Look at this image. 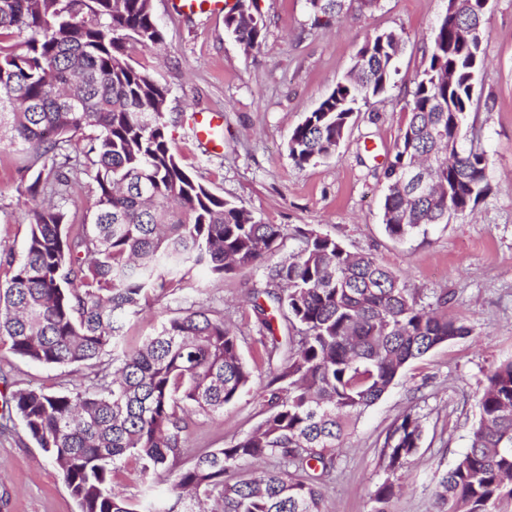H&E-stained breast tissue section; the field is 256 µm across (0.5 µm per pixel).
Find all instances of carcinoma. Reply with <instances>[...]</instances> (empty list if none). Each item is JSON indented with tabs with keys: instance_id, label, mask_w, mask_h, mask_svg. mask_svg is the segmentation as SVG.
<instances>
[{
	"instance_id": "1",
	"label": "carcinoma",
	"mask_w": 512,
	"mask_h": 512,
	"mask_svg": "<svg viewBox=\"0 0 512 512\" xmlns=\"http://www.w3.org/2000/svg\"><path fill=\"white\" fill-rule=\"evenodd\" d=\"M307 2L314 28L343 8V0ZM487 12V0L459 10L448 0L432 29L384 169L383 224L395 240L471 215L490 190L488 158L468 142L466 124L483 41L474 36L464 48L456 36L459 27L487 31ZM224 26L256 47L264 29L257 0L230 6ZM162 40L153 0H0V142L43 161L26 168L30 232L0 283V345L46 367L104 355L112 365L67 393L19 390L14 411L60 468L79 512H137L112 491L113 473L129 461L149 489L171 481L169 496L144 512H325L320 484L353 421L411 362L473 328L448 316V294L424 306L371 254L313 227L290 235L193 180L169 145V89L132 64L131 50ZM403 43L396 31L366 39L352 73L293 129L296 166L336 153L354 113L389 87L398 72L391 55ZM414 161L438 191L403 181ZM83 175L97 193L92 222L76 224L66 203ZM289 237L297 248L264 267L271 289L252 300L268 333L266 381L257 390L266 416L176 472L192 414H224L255 374L221 310L190 307L133 349L122 345L125 323L163 293L199 290L194 270L222 283L264 263ZM270 308L287 334L276 335ZM422 437L416 414L389 430L387 477L371 512H388L395 476ZM263 456L277 458V470L245 469ZM435 495L441 512H512V360L487 372L469 447L437 478ZM211 502L219 507L206 508Z\"/></svg>"
}]
</instances>
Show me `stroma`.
<instances>
[{
  "instance_id": "obj_1",
  "label": "stroma",
  "mask_w": 512,
  "mask_h": 512,
  "mask_svg": "<svg viewBox=\"0 0 512 512\" xmlns=\"http://www.w3.org/2000/svg\"><path fill=\"white\" fill-rule=\"evenodd\" d=\"M173 0H153L164 40L133 51L132 60L170 90L168 129L184 169L212 192L253 212L263 222L305 225L353 252L371 254L398 275L423 303L447 292L448 313L474 326V336L440 345L407 366L383 397L356 421L322 484L328 512H370L371 495L386 477L381 449L387 432L407 412L423 418L421 445L399 475L401 494L390 512H439L436 478L467 448L478 419V400L491 365L512 358V0H489L485 62L477 80L479 104L469 113L489 158L488 196L473 215L398 241L382 224L390 160L421 67L424 43L448 0H379L359 11L356 0L327 26L313 28L306 0H257L265 31L249 50L230 37L223 16H185ZM383 30L401 33L404 51L393 84L358 112L336 154L306 167L288 155L292 129L344 78L364 41ZM218 112L221 150L194 132L193 115ZM32 154L0 143V282L20 257L29 233L30 203L20 172ZM262 269L244 268L185 300L165 295L131 318L124 343L138 346L162 319L188 303L214 306L242 334V355L255 371L267 364L251 308L264 287ZM90 366L45 367L0 347V512H78L60 470L8 414L20 389L64 393ZM265 412L254 392L242 394L223 415H194L177 468L252 432Z\"/></svg>"
}]
</instances>
